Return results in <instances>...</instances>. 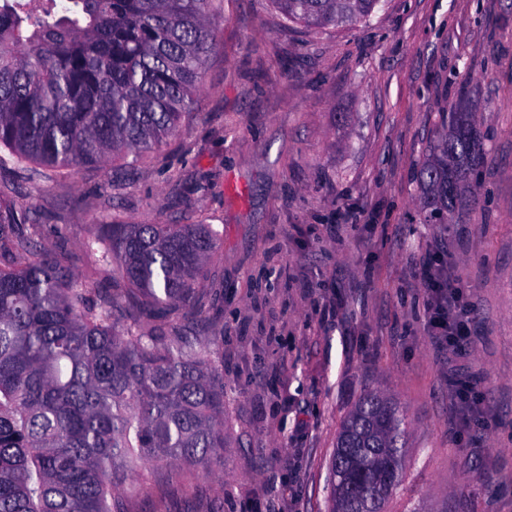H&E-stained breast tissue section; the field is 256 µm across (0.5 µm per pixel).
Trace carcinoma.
Returning a JSON list of instances; mask_svg holds the SVG:
<instances>
[{"label":"carcinoma","mask_w":512,"mask_h":512,"mask_svg":"<svg viewBox=\"0 0 512 512\" xmlns=\"http://www.w3.org/2000/svg\"><path fill=\"white\" fill-rule=\"evenodd\" d=\"M310 27L358 25L382 0H272ZM215 45L211 0H0V150L24 171L136 161L180 128ZM419 170L426 224L468 201L483 160L454 108ZM0 208V512H121L138 468L224 464V373L183 310L218 250L207 224H98L92 288L39 225ZM408 419L378 391L341 421L330 512H386Z\"/></svg>","instance_id":"obj_1"}]
</instances>
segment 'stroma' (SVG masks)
<instances>
[{"label":"stroma","instance_id":"obj_1","mask_svg":"<svg viewBox=\"0 0 512 512\" xmlns=\"http://www.w3.org/2000/svg\"><path fill=\"white\" fill-rule=\"evenodd\" d=\"M216 47L180 131L135 164L16 177L82 280L108 287L95 224H208L206 335L224 369V464L147 467L125 512H325L342 417L380 391L407 411L387 512H512V0H385L369 22L307 27L272 0H216ZM484 159L456 223L426 224L417 173L458 102ZM444 256L471 304L465 357L436 346L419 278ZM485 424H456L454 373Z\"/></svg>","mask_w":512,"mask_h":512}]
</instances>
